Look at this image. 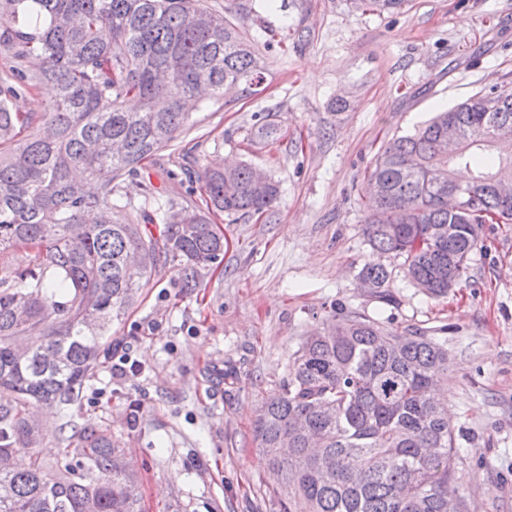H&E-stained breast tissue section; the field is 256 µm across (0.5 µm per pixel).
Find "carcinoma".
<instances>
[{
  "instance_id": "cac0c4a2",
  "label": "carcinoma",
  "mask_w": 512,
  "mask_h": 512,
  "mask_svg": "<svg viewBox=\"0 0 512 512\" xmlns=\"http://www.w3.org/2000/svg\"><path fill=\"white\" fill-rule=\"evenodd\" d=\"M394 14L407 0H353ZM254 44L202 0H0V253L35 250L0 276V512H140L138 481L104 430L65 426L55 462L37 450L35 404L70 409L100 365L112 321L158 264L200 287L224 255L211 214L262 215L279 183L253 166L204 170L205 208L120 202L121 184L172 146L191 111L228 83L261 79ZM50 83L36 118L12 100ZM138 99V110L124 103ZM461 148L448 156V125ZM365 182L364 235L377 259L358 278L396 303L394 255L434 297L463 281L483 225L512 223V91L490 89L440 110L378 152ZM163 224L159 235L142 229ZM39 327L38 343L24 342ZM448 337L387 328L339 303L291 356L280 394L256 408L257 447L282 512H448L460 492L456 428L437 399Z\"/></svg>"
}]
</instances>
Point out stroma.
<instances>
[{
    "instance_id": "35a3bbf8",
    "label": "stroma",
    "mask_w": 512,
    "mask_h": 512,
    "mask_svg": "<svg viewBox=\"0 0 512 512\" xmlns=\"http://www.w3.org/2000/svg\"><path fill=\"white\" fill-rule=\"evenodd\" d=\"M236 22L263 63L193 111L191 129L124 192L152 184L200 202L203 168L248 162L279 180L261 216L219 215L229 241L202 285L156 269L88 381L74 423L111 432L139 477L142 512H279L254 441V409L279 394L288 360L335 303L395 328L445 329L444 399L470 512H512V224H488L461 287L433 298L387 258L395 305L359 288L372 260L364 175L388 140L432 113L512 89V0H409L395 14L351 0H205ZM278 125V140L255 137Z\"/></svg>"
}]
</instances>
